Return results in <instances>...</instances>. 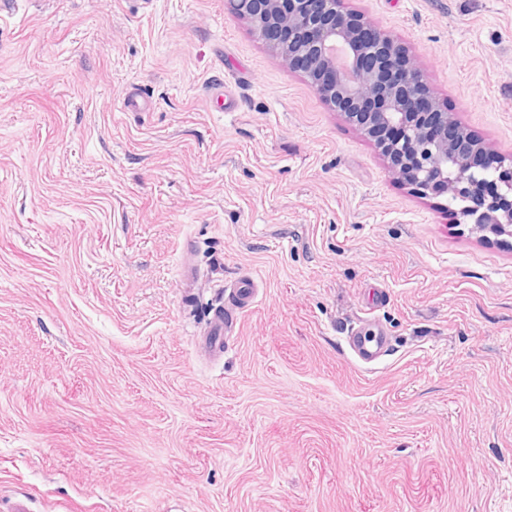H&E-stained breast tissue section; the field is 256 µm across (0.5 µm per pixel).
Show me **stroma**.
Here are the masks:
<instances>
[{
  "mask_svg": "<svg viewBox=\"0 0 512 512\" xmlns=\"http://www.w3.org/2000/svg\"><path fill=\"white\" fill-rule=\"evenodd\" d=\"M343 6L512 155V0ZM446 204L224 0H14L0 512H512V248ZM369 314L372 366L345 345ZM231 300L238 311L250 308L257 297L259 281L251 275H243L236 279L230 286ZM235 316L229 309H219L214 311L213 319L210 323L205 345L213 352L221 353L224 349V334L228 333V328L234 324Z\"/></svg>",
  "mask_w": 512,
  "mask_h": 512,
  "instance_id": "stroma-1",
  "label": "stroma"
}]
</instances>
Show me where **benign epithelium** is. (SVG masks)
Wrapping results in <instances>:
<instances>
[{"label": "benign epithelium", "instance_id": "benign-epithelium-1", "mask_svg": "<svg viewBox=\"0 0 512 512\" xmlns=\"http://www.w3.org/2000/svg\"><path fill=\"white\" fill-rule=\"evenodd\" d=\"M273 55L374 141L392 174L420 197L455 204L459 224L485 241L512 239V156L489 152L433 97L406 49L342 0H227Z\"/></svg>", "mask_w": 512, "mask_h": 512}]
</instances>
